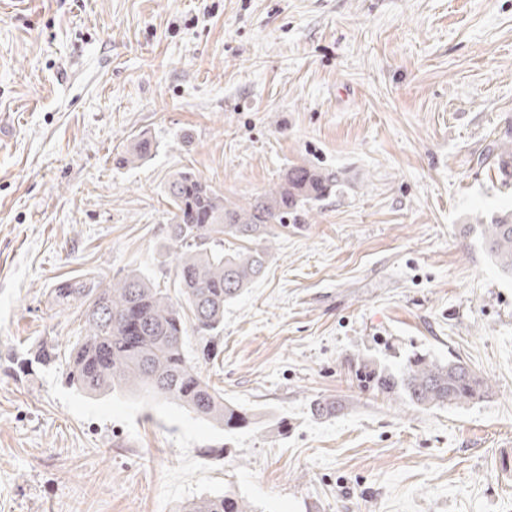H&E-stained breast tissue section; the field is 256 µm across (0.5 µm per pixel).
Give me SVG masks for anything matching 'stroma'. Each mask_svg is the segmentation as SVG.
I'll list each match as a JSON object with an SVG mask.
<instances>
[{"label":"stroma","instance_id":"obj_1","mask_svg":"<svg viewBox=\"0 0 512 512\" xmlns=\"http://www.w3.org/2000/svg\"><path fill=\"white\" fill-rule=\"evenodd\" d=\"M512 0L0 2V512H512V280L466 225L512 207ZM141 136L155 154L112 157ZM294 165L335 194L273 240L201 370L248 427L64 380L55 285L130 272L178 298L172 176L239 204ZM54 341L56 364L31 361ZM458 358L489 390L420 411L367 361ZM327 398L340 411L316 416ZM506 139H499L495 145L493 152V168H495L501 182L505 186L512 187V134L508 138V133L505 134ZM230 493L207 495L181 506V512H253Z\"/></svg>","mask_w":512,"mask_h":512}]
</instances>
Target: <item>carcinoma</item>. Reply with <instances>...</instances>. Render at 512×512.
Masks as SVG:
<instances>
[{"instance_id": "cac0c4a2", "label": "carcinoma", "mask_w": 512, "mask_h": 512, "mask_svg": "<svg viewBox=\"0 0 512 512\" xmlns=\"http://www.w3.org/2000/svg\"><path fill=\"white\" fill-rule=\"evenodd\" d=\"M153 152L147 137L114 158L132 166ZM501 182L512 187V137L499 139L493 154ZM342 185L338 171L311 166L288 168L271 189L244 205L228 203L190 171L176 173L167 186L172 207L167 240L177 254L176 276L182 303L173 302L143 274H132L105 288L84 281H61L53 289L60 307L83 310L86 335L69 356L66 382L87 394L126 390L170 399L226 430L249 425L246 411L224 402L184 351L187 332L183 306L193 314L191 328L205 360L224 328V304L262 276L270 242L298 222L306 206L322 201ZM483 252L504 278L512 279V208L477 224ZM42 365L55 363L58 350L44 341L33 351ZM356 377L363 386L401 396L419 410L461 408L480 399L487 381L459 360L415 355L397 372L369 364ZM180 512H252L230 493L207 495Z\"/></svg>"}]
</instances>
